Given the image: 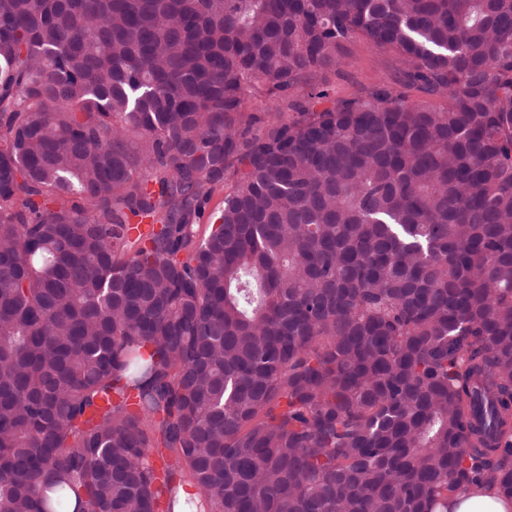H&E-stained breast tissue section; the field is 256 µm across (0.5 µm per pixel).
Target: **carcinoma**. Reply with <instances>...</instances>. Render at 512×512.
<instances>
[{"label": "carcinoma", "instance_id": "1", "mask_svg": "<svg viewBox=\"0 0 512 512\" xmlns=\"http://www.w3.org/2000/svg\"><path fill=\"white\" fill-rule=\"evenodd\" d=\"M356 39L440 102L319 106ZM477 481L512 498V0H0V512ZM248 107L252 112H256L263 119L262 132L267 133L278 122V115L271 107L268 99L262 96L251 97L248 100Z\"/></svg>", "mask_w": 512, "mask_h": 512}]
</instances>
